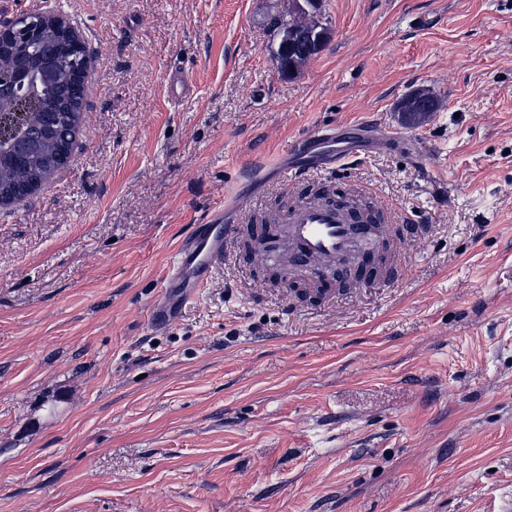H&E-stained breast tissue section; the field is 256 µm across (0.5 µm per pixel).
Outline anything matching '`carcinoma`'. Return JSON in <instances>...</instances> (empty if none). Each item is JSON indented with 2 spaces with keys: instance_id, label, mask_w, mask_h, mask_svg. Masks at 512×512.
I'll return each instance as SVG.
<instances>
[{
  "instance_id": "carcinoma-1",
  "label": "carcinoma",
  "mask_w": 512,
  "mask_h": 512,
  "mask_svg": "<svg viewBox=\"0 0 512 512\" xmlns=\"http://www.w3.org/2000/svg\"><path fill=\"white\" fill-rule=\"evenodd\" d=\"M316 6L315 0H292L291 19L276 15L269 20L277 38L276 68L283 76L294 75L323 46L326 28L314 15ZM69 44L64 28L48 20L40 39L0 47V66L15 70L49 66L58 73L40 86L21 138L11 151L0 152V198L8 199L35 181L43 185L71 161L89 71L84 56L69 51ZM435 107L434 96L424 90L407 96L400 111L405 122L414 125Z\"/></svg>"
}]
</instances>
